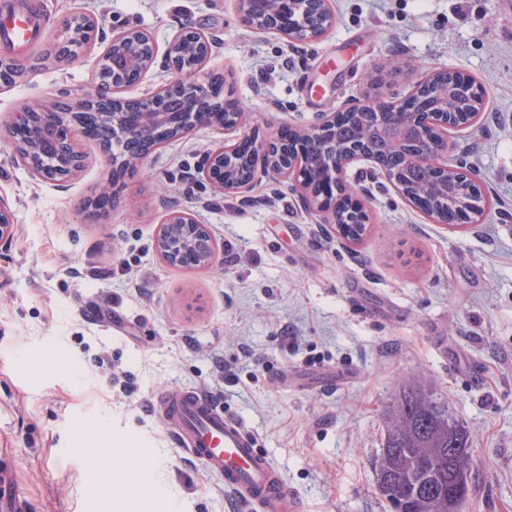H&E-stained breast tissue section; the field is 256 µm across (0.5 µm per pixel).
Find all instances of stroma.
<instances>
[{"mask_svg":"<svg viewBox=\"0 0 512 512\" xmlns=\"http://www.w3.org/2000/svg\"><path fill=\"white\" fill-rule=\"evenodd\" d=\"M33 3L51 58L21 53L0 128L32 102L70 106L89 90L102 46L63 52L64 16L161 44L188 22L222 39L204 71L263 135L462 70L488 92L485 119L449 136L448 161L484 183L488 210L463 230L433 224L376 184L369 231L348 244L284 183L208 208L210 190L187 174L223 134L199 128L94 224L81 206L107 176L102 147L80 140L84 166L59 188L12 163L0 136V196L17 220L0 247V512H248L176 444L160 406L172 388L212 393L243 420L305 512H389L372 462L382 412L412 380L475 436L464 512H512V13L500 0H332L333 29L295 47L247 28L238 0ZM173 203L197 210L223 260H161L155 236ZM49 346L56 361L42 358ZM95 426L146 450L153 492L105 494L112 472L77 450Z\"/></svg>","mask_w":512,"mask_h":512,"instance_id":"1","label":"stroma"}]
</instances>
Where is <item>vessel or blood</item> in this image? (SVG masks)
I'll return each mask as SVG.
<instances>
[{
	"label": "vessel or blood",
	"mask_w": 512,
	"mask_h": 512,
	"mask_svg": "<svg viewBox=\"0 0 512 512\" xmlns=\"http://www.w3.org/2000/svg\"><path fill=\"white\" fill-rule=\"evenodd\" d=\"M40 26L13 0H0V48L29 42ZM162 407L175 424L181 448L207 470L222 474L224 486L251 512H303L300 499L286 496L282 472L257 447L254 434L237 419L225 416L212 398L188 389L167 390Z\"/></svg>",
	"instance_id": "obj_1"
}]
</instances>
